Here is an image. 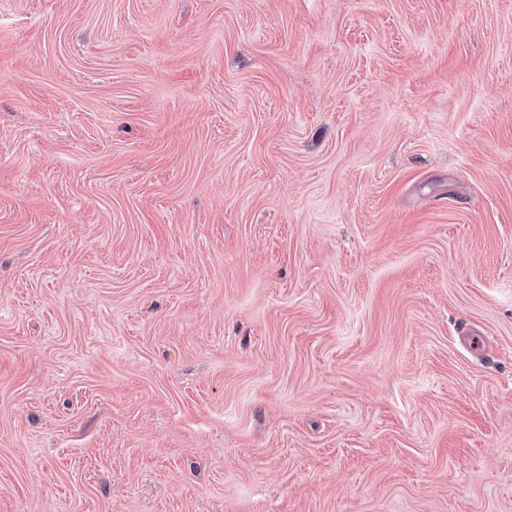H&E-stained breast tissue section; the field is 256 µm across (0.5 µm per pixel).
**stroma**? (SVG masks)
Segmentation results:
<instances>
[{"label": "stroma", "mask_w": 512, "mask_h": 512, "mask_svg": "<svg viewBox=\"0 0 512 512\" xmlns=\"http://www.w3.org/2000/svg\"><path fill=\"white\" fill-rule=\"evenodd\" d=\"M0 512H512V0H0Z\"/></svg>", "instance_id": "35a3bbf8"}]
</instances>
